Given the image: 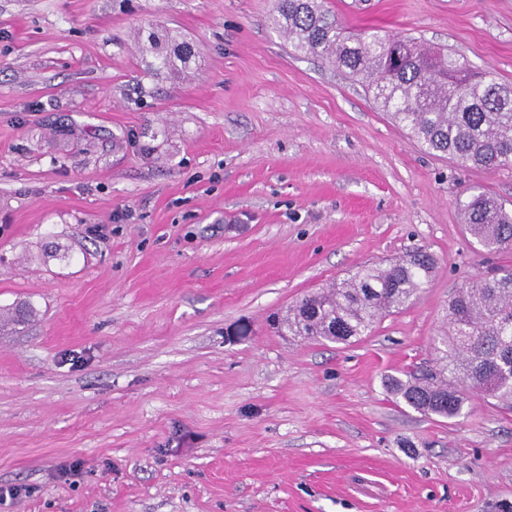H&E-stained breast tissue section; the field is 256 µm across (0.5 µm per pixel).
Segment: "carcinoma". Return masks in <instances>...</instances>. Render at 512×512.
<instances>
[{"label": "carcinoma", "instance_id": "1", "mask_svg": "<svg viewBox=\"0 0 512 512\" xmlns=\"http://www.w3.org/2000/svg\"><path fill=\"white\" fill-rule=\"evenodd\" d=\"M273 22L296 53L321 57L369 80L374 101L392 111L422 147L462 167H512V84L476 71L458 54L377 33L348 34L323 0H276ZM155 71L188 73L191 42L151 29L143 41ZM466 230L489 251L512 248V212L483 192L459 202ZM416 251L388 267L367 264L331 291L305 296L279 326L295 336L347 343L382 315L408 306L434 268ZM434 364L388 388L405 405L445 419L463 414L467 393L512 406V269L460 288L448 305V336Z\"/></svg>", "mask_w": 512, "mask_h": 512}]
</instances>
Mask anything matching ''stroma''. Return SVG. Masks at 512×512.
Listing matches in <instances>:
<instances>
[{
    "label": "stroma",
    "instance_id": "stroma-1",
    "mask_svg": "<svg viewBox=\"0 0 512 512\" xmlns=\"http://www.w3.org/2000/svg\"><path fill=\"white\" fill-rule=\"evenodd\" d=\"M273 6L0 0V512H512V410L428 417L385 387L512 268L458 209L512 208V167L426 152ZM325 6L512 83V0ZM152 24L190 74L151 69ZM418 248L430 280L369 335L271 328Z\"/></svg>",
    "mask_w": 512,
    "mask_h": 512
}]
</instances>
